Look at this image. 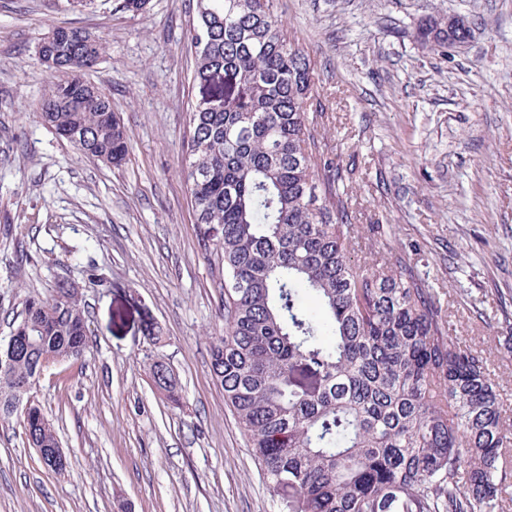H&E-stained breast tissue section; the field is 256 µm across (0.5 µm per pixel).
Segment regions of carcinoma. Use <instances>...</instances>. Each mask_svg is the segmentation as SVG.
<instances>
[{
    "instance_id": "carcinoma-1",
    "label": "carcinoma",
    "mask_w": 512,
    "mask_h": 512,
    "mask_svg": "<svg viewBox=\"0 0 512 512\" xmlns=\"http://www.w3.org/2000/svg\"><path fill=\"white\" fill-rule=\"evenodd\" d=\"M47 46L64 74L41 120L84 156L119 166L128 134L110 99L85 79L103 39L59 28ZM413 38L444 53L471 26L417 20ZM198 97L184 142L200 234L221 231L224 335L211 374L248 436L279 512H504L512 427L484 358L451 336L447 316L412 271L355 258L381 224H357L344 170L315 136L318 77L284 34L270 0H196L187 31ZM306 297L317 309L304 306ZM87 320L63 281L26 300L0 372V420L16 383L77 359ZM154 387L180 401L174 372ZM29 444L54 448L49 419L23 420Z\"/></svg>"
}]
</instances>
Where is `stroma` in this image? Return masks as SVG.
Listing matches in <instances>:
<instances>
[{
  "label": "stroma",
  "mask_w": 512,
  "mask_h": 512,
  "mask_svg": "<svg viewBox=\"0 0 512 512\" xmlns=\"http://www.w3.org/2000/svg\"><path fill=\"white\" fill-rule=\"evenodd\" d=\"M97 0H0V340L29 297L68 281L87 305L80 358L35 395L68 460L49 471L21 419L0 421V512H277L247 437L210 372L224 329V270L194 222L182 142L195 89L185 34L196 0L122 12ZM315 64L318 138L350 170L366 261L413 268L462 345L481 351L512 420V0H273ZM467 16L443 54L411 32ZM107 50L85 77L120 113L125 164L82 155L42 124L58 73L36 53L54 27ZM171 367L181 401L153 389Z\"/></svg>",
  "instance_id": "stroma-1"
}]
</instances>
